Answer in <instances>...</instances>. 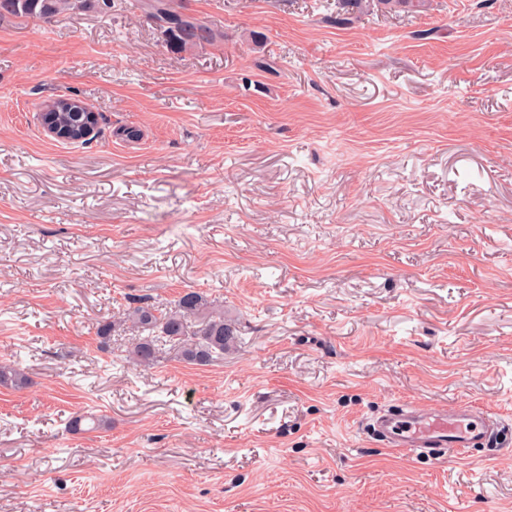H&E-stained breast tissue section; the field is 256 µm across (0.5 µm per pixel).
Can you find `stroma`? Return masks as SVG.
<instances>
[{
  "label": "stroma",
  "mask_w": 512,
  "mask_h": 512,
  "mask_svg": "<svg viewBox=\"0 0 512 512\" xmlns=\"http://www.w3.org/2000/svg\"><path fill=\"white\" fill-rule=\"evenodd\" d=\"M185 4L222 40L172 50L134 0L0 20V361L30 379L0 512H512V0ZM63 93L92 142L40 128ZM188 290L236 346L124 362L123 311ZM398 404L502 442L394 454L367 424Z\"/></svg>",
  "instance_id": "35a3bbf8"
}]
</instances>
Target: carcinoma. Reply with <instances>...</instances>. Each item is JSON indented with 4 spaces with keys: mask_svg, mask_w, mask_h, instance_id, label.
<instances>
[{
    "mask_svg": "<svg viewBox=\"0 0 512 512\" xmlns=\"http://www.w3.org/2000/svg\"><path fill=\"white\" fill-rule=\"evenodd\" d=\"M136 6L147 20L163 29L166 44L172 49L212 44L223 38L190 13L181 0H137ZM80 8L106 13L112 9V0H0V19L20 16L49 22ZM125 321L139 333L138 340L127 350L126 359L145 368L158 362V342L162 338L178 348L182 360L200 366L230 350L238 339L237 327L224 315V309L197 291L180 295L174 307L165 311L145 303L130 307ZM28 382L18 364L0 363L1 387L20 389Z\"/></svg>",
    "mask_w": 512,
    "mask_h": 512,
    "instance_id": "obj_1",
    "label": "carcinoma"
}]
</instances>
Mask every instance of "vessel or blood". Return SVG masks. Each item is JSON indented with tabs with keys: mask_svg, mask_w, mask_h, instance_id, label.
<instances>
[{
	"mask_svg": "<svg viewBox=\"0 0 512 512\" xmlns=\"http://www.w3.org/2000/svg\"><path fill=\"white\" fill-rule=\"evenodd\" d=\"M501 427L498 416L471 406L429 411L405 406L381 413L370 423L374 438L383 447L455 457L473 448L492 446Z\"/></svg>",
	"mask_w": 512,
	"mask_h": 512,
	"instance_id": "1",
	"label": "vessel or blood"
}]
</instances>
